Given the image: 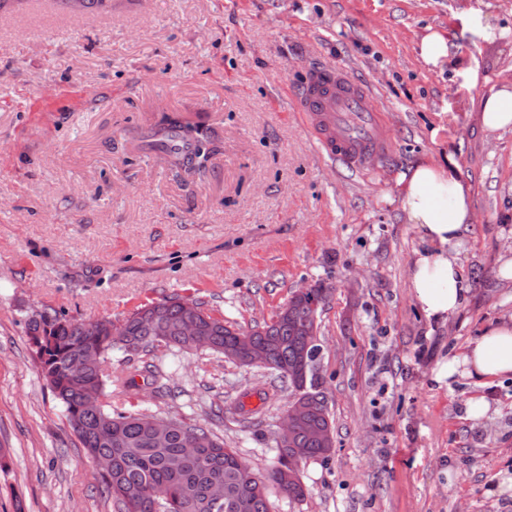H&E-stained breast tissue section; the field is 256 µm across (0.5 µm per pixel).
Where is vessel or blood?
Wrapping results in <instances>:
<instances>
[{"instance_id": "obj_1", "label": "vessel or blood", "mask_w": 512, "mask_h": 512, "mask_svg": "<svg viewBox=\"0 0 512 512\" xmlns=\"http://www.w3.org/2000/svg\"><path fill=\"white\" fill-rule=\"evenodd\" d=\"M294 112L310 128L320 154L353 171L392 157L387 117L371 89L339 67L310 68L291 97Z\"/></svg>"}]
</instances>
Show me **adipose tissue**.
<instances>
[{
  "label": "adipose tissue",
  "instance_id": "obj_1",
  "mask_svg": "<svg viewBox=\"0 0 512 512\" xmlns=\"http://www.w3.org/2000/svg\"><path fill=\"white\" fill-rule=\"evenodd\" d=\"M485 93L478 119L491 134L512 130V80L469 70ZM397 202L408 223L418 225L425 243L410 268L413 296L427 318L446 320L465 305L470 292L456 248L475 215L468 186L440 163L421 161L401 173ZM512 376V315L473 338L462 353L449 356L437 380L465 378L484 383Z\"/></svg>",
  "mask_w": 512,
  "mask_h": 512
}]
</instances>
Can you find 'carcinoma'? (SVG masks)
Instances as JSON below:
<instances>
[{"label":"carcinoma","instance_id":"carcinoma-1","mask_svg":"<svg viewBox=\"0 0 512 512\" xmlns=\"http://www.w3.org/2000/svg\"><path fill=\"white\" fill-rule=\"evenodd\" d=\"M309 300L292 296L288 309L250 335L234 324L211 315L204 303L173 296L136 306L124 316V335L112 336V320L86 322L44 308L37 322H25L30 344L36 346L41 372L61 403L69 424L91 460L112 462L102 477L121 512H270L269 492L276 488L296 500L306 496L299 471L288 457L306 462L325 458L333 448V427L320 390L318 364L321 349L311 345L318 329ZM196 318L201 335L182 336L183 322ZM241 366L256 349L263 350L277 375L292 390L307 384L312 396L302 405L292 444L278 450L277 463L262 473L210 429L191 420H176L169 434L153 430L157 414L148 409L118 411L108 401L110 389L120 385L129 393L139 389L135 377L112 376L105 363L116 348L138 357L139 376L153 385L162 377L154 363L157 352L194 354L197 342ZM101 400L89 403L87 386Z\"/></svg>","mask_w":512,"mask_h":512}]
</instances>
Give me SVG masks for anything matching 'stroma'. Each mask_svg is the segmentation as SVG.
Masks as SVG:
<instances>
[{"label":"stroma","instance_id":"1","mask_svg":"<svg viewBox=\"0 0 512 512\" xmlns=\"http://www.w3.org/2000/svg\"><path fill=\"white\" fill-rule=\"evenodd\" d=\"M461 0H60L0 9V512H120L42 378L28 311L121 320L173 295L261 325L294 291L327 290L317 319L328 458L300 467L307 489L270 512H512V380L437 381L448 355L512 314V131L486 134L483 86L512 78V35L465 31ZM448 38L443 71L416 46ZM315 65L344 67L386 109L391 163L365 174L323 158L290 105ZM212 151L175 167L155 149L169 119ZM458 166L476 222L459 248L471 288L427 319L409 267L422 249L394 201L397 176ZM166 395L112 390L114 408L190 418L260 469L277 461L291 400L270 372L220 355L159 356ZM497 408L495 430L465 417ZM465 413L467 418L473 422L483 423L495 416L496 413L491 410L488 402L483 396L473 394L465 402Z\"/></svg>","mask_w":512,"mask_h":512}]
</instances>
